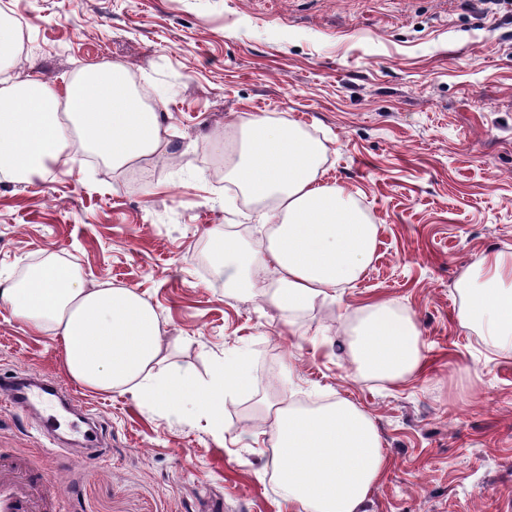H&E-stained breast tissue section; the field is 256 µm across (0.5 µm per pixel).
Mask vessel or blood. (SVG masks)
Masks as SVG:
<instances>
[{"instance_id":"obj_1","label":"vessel or blood","mask_w":512,"mask_h":512,"mask_svg":"<svg viewBox=\"0 0 512 512\" xmlns=\"http://www.w3.org/2000/svg\"><path fill=\"white\" fill-rule=\"evenodd\" d=\"M56 387L48 381L9 380L0 384L14 406L34 409V419L43 431H51L54 415L37 412L36 404L43 395L55 392ZM59 498L57 489L51 485L45 473H33L31 463L23 456L0 457V512H48Z\"/></svg>"}]
</instances>
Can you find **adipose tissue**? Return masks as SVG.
I'll return each instance as SVG.
<instances>
[{"mask_svg":"<svg viewBox=\"0 0 512 512\" xmlns=\"http://www.w3.org/2000/svg\"><path fill=\"white\" fill-rule=\"evenodd\" d=\"M161 118V104L140 102L116 62L61 85L13 83L0 89V183H32L77 147L116 171L140 166L165 151ZM325 151L287 118H240L224 179L257 205L268 231L247 246L229 242L223 229L208 232L214 278L261 298L293 336L296 316L358 281L377 245L376 224L348 189L318 184ZM470 269L456 284L458 319L512 357V253L480 255ZM0 302L18 321L61 337L78 383L209 416L219 438L226 401L252 382L242 355L224 358L203 380L167 362L165 330L148 301L130 288L88 286L77 264L52 255L20 279L1 278ZM345 321L353 376L396 385L424 370L420 326L392 300L365 303ZM268 411L269 467L292 512H364L386 464L372 418L343 397L310 410L284 397Z\"/></svg>","mask_w":512,"mask_h":512,"instance_id":"obj_1","label":"adipose tissue"}]
</instances>
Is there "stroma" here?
<instances>
[{
  "mask_svg": "<svg viewBox=\"0 0 512 512\" xmlns=\"http://www.w3.org/2000/svg\"><path fill=\"white\" fill-rule=\"evenodd\" d=\"M25 49L0 79L50 83L121 63L165 105L166 157L115 172L79 152L29 185L0 183V275L48 255L88 284L136 289L166 328L167 356L207 376L246 353L253 384L224 408L225 442L204 415L89 390L67 374L53 332L0 304V378L53 381L65 416L90 419L56 452L0 396V455L58 477L60 512H288L254 443L284 388L317 404L342 396L380 429L387 465L365 512H512V359L456 319V281L483 253L512 252V0H0ZM247 113L286 117L327 152L322 184L345 186L378 224L376 253L341 305L390 299L425 345L422 374L389 388L351 377L338 306L302 315L298 344L274 311L212 276L207 233L257 235L256 210L224 207V154ZM293 380L285 382L284 359Z\"/></svg>",
  "mask_w": 512,
  "mask_h": 512,
  "instance_id": "stroma-1",
  "label": "stroma"
}]
</instances>
